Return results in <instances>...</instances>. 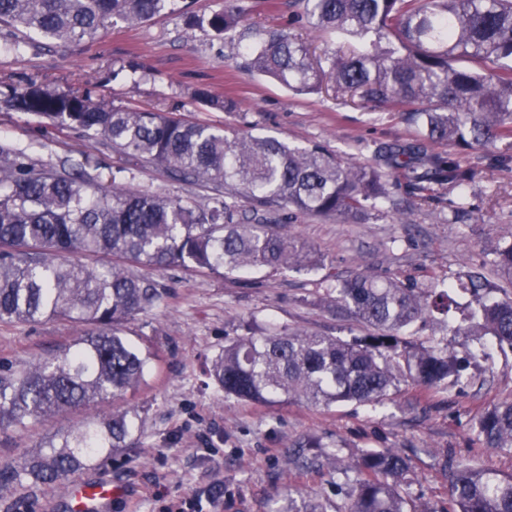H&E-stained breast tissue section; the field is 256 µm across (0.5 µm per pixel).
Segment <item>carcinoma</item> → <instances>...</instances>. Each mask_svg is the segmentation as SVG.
<instances>
[{"instance_id": "cac0c4a2", "label": "carcinoma", "mask_w": 512, "mask_h": 512, "mask_svg": "<svg viewBox=\"0 0 512 512\" xmlns=\"http://www.w3.org/2000/svg\"><path fill=\"white\" fill-rule=\"evenodd\" d=\"M185 0H0V24L60 43L93 41L109 26L151 20ZM315 28L347 41L320 57L281 26L252 31L248 69L301 93L332 83L363 106L401 112L422 141L381 146L378 165L343 164L318 146L298 149L275 138L229 139L224 130L174 112L94 101L36 83L12 87L3 102L60 128L103 138L121 153L162 166L183 180L224 184L200 207L162 193L127 188L112 176L107 190L84 172L58 171L24 151L0 145V323L61 318L81 333L53 353L25 364H0V430L41 421L79 406L120 399L146 382L156 354L123 334L124 324L165 295L137 268H183L229 277L268 269L316 271L322 257L259 209L364 221L390 198L383 165L411 193L431 185L461 190L477 177L451 143L470 150L512 140V0H295ZM241 0L199 19L217 35L233 29ZM81 255L107 259L87 264ZM494 272L512 284V245L496 252ZM496 284L483 271L459 291L482 292L472 318L483 334L512 347V299L489 296ZM452 286L425 288L357 272L326 289L325 302L366 325L353 342L307 330L253 327L224 343L208 374L224 396L272 405L292 399L314 407L378 404L410 379L426 388L458 381L463 365L448 351L416 344L405 331L456 304ZM140 410L93 417L45 438L17 463L0 465V486L60 484L96 459L136 444ZM487 448H512V401L475 421ZM410 459L395 448L363 452L354 471H341L336 512H512V474L458 466L450 496L418 508L403 496ZM327 512L307 496H288V509Z\"/></svg>"}]
</instances>
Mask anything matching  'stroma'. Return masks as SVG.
I'll return each instance as SVG.
<instances>
[{"instance_id": "stroma-1", "label": "stroma", "mask_w": 512, "mask_h": 512, "mask_svg": "<svg viewBox=\"0 0 512 512\" xmlns=\"http://www.w3.org/2000/svg\"><path fill=\"white\" fill-rule=\"evenodd\" d=\"M223 4L193 0L189 12L164 11L134 26L120 22L96 40L68 48L30 34L20 55L11 49L13 32L1 28L0 93L34 81L129 107L166 110L180 104L192 120L226 127L229 134L317 145L350 163L373 162L380 145L419 139L398 113L353 104L329 86L298 95L245 69L244 33L260 25L293 23L319 55L340 41L312 31L306 21L291 22L289 0H270L260 8L244 0L241 23L220 36L193 24V17L208 16ZM200 91L209 102L196 100ZM227 97L235 100L236 111L210 104ZM0 141L57 169L83 166L107 184L119 169L124 184L135 190L198 205L215 193L214 184L176 180L165 168L120 154L109 141L3 107ZM502 154L512 155V143L466 151L478 170L466 189L438 185L432 199L422 201L398 183L365 223L300 214L288 230L342 277L367 272L421 286L456 282L473 268L490 267L495 251L512 244V167L492 163ZM461 195L469 212L457 217L448 202ZM153 277L167 290L163 302L124 326L125 335L149 337L157 351L146 385L124 399L141 411L139 442L73 474L117 488L109 512H271L290 490L333 503L337 468L354 469L367 449L396 448L412 456L414 469L402 492L428 506L447 499L448 467L512 473V449L484 447L473 429L485 409L512 400V349L491 347L451 388L427 389L407 380L380 404L237 401L209 380L208 367L225 341L240 334L241 322L253 319L345 341L363 336L364 326L323 305L329 283L320 271L224 278L171 268ZM458 301L451 318L438 315L414 327V339L460 357L473 350L479 339L468 314L477 300L466 294ZM78 333V326L64 320L1 324L0 360H30ZM85 415L82 409L67 411L35 426L0 431V461H20L44 437L69 430ZM436 448L447 454V463L433 456ZM67 490L64 484L4 487L0 512H66Z\"/></svg>"}]
</instances>
